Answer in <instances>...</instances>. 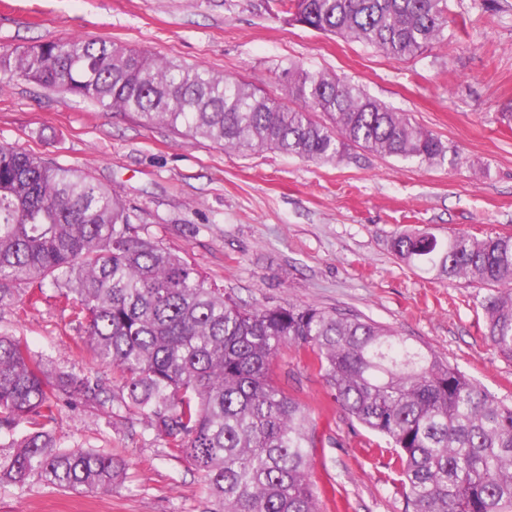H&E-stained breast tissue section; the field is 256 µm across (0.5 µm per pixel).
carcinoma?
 <instances>
[{"mask_svg":"<svg viewBox=\"0 0 512 512\" xmlns=\"http://www.w3.org/2000/svg\"><path fill=\"white\" fill-rule=\"evenodd\" d=\"M290 25L341 35L397 59L446 40L448 0H273ZM290 107L204 66L106 40L0 53V72L230 150L274 149L319 163L352 147L418 163L440 138L359 87L285 64ZM320 112L328 122L315 120ZM392 251L450 281L493 288L486 338L512 358V235L400 233ZM52 292L85 325L90 366L57 373L23 338L0 334V486L31 477L112 492V453L63 446L59 403L116 407L204 478L209 512H319L306 406L270 375L281 349L305 352L338 408L388 441L405 512H512V406L429 347L358 315L314 305L247 309L145 233L119 192L86 170L0 145V306ZM109 369L111 377L95 367ZM119 395L104 396L112 380Z\"/></svg>","mask_w":512,"mask_h":512,"instance_id":"1","label":"carcinoma"}]
</instances>
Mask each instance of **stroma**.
<instances>
[{
    "mask_svg": "<svg viewBox=\"0 0 512 512\" xmlns=\"http://www.w3.org/2000/svg\"><path fill=\"white\" fill-rule=\"evenodd\" d=\"M453 35L411 60L275 17L264 0H0V51L82 37L202 65L279 97L282 61L359 86L450 148L418 164L361 148L335 163L243 152L147 127L58 90L0 75V144L88 170L148 233L248 308L293 303L391 327L512 405V359L485 337L487 287L447 282L390 248L404 231L512 234V0H448ZM0 331L62 370L88 360L83 329L55 299L0 309ZM271 376L310 413L321 512H405L381 437L339 410L320 374L283 349ZM68 443L126 469L108 494L33 480L0 488V512H209L201 472L139 417L62 404Z\"/></svg>",
    "mask_w": 512,
    "mask_h": 512,
    "instance_id": "1",
    "label": "stroma"
}]
</instances>
